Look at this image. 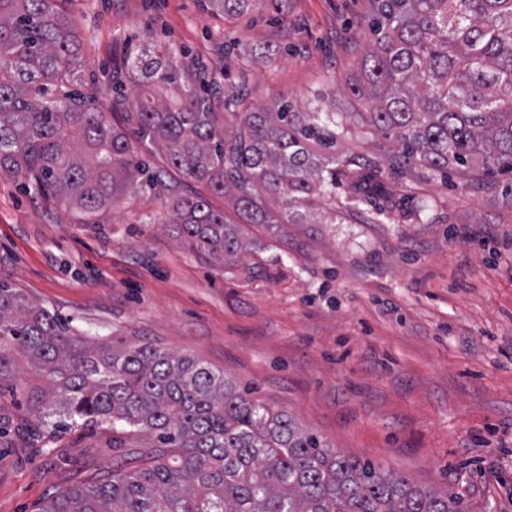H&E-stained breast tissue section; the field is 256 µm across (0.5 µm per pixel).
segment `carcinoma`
Returning <instances> with one entry per match:
<instances>
[{
	"instance_id": "carcinoma-1",
	"label": "carcinoma",
	"mask_w": 512,
	"mask_h": 512,
	"mask_svg": "<svg viewBox=\"0 0 512 512\" xmlns=\"http://www.w3.org/2000/svg\"><path fill=\"white\" fill-rule=\"evenodd\" d=\"M287 0H208L227 23ZM72 0H0V175L20 178L86 219L153 185L126 129L70 93L81 39ZM372 42L346 93L362 112H296L284 97L258 106L182 69L158 43L127 63L134 135L169 167L226 197L235 218L203 195L171 198L172 231L200 258L243 249L241 225L268 232L307 224L326 198L336 213L386 214L373 157L336 154L348 119L394 148L392 166L464 173L479 162L512 172V0H376ZM25 368L30 411L57 426L145 431L162 453L106 480L54 495L42 512H464L446 492L346 456L288 413L250 396L190 356L142 344L85 341L58 315L0 282V382Z\"/></svg>"
}]
</instances>
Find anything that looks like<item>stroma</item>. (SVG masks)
Wrapping results in <instances>:
<instances>
[{
  "label": "stroma",
  "mask_w": 512,
  "mask_h": 512,
  "mask_svg": "<svg viewBox=\"0 0 512 512\" xmlns=\"http://www.w3.org/2000/svg\"><path fill=\"white\" fill-rule=\"evenodd\" d=\"M288 20L227 25L202 0H74L85 99L109 105L113 74L144 46L169 42L217 86L251 102L346 106L339 89L370 34L373 0H288ZM279 48L267 59L264 46ZM373 129L338 153L375 157L394 203L376 223L250 230L225 263L180 246L170 189L203 184L146 154L155 187L93 223L0 176V282L58 313L84 338L149 343L229 373L239 387L345 454L465 512H512V201L473 170L434 177L390 167ZM124 428L39 422L0 392V512H41L49 497L152 456Z\"/></svg>",
  "instance_id": "35a3bbf8"
}]
</instances>
